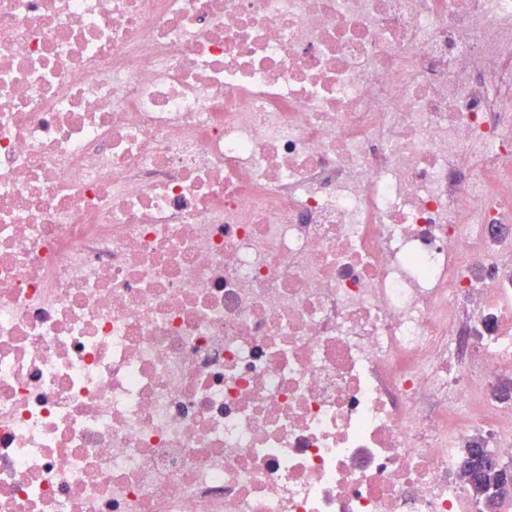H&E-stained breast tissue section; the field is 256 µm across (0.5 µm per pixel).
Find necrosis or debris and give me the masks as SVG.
Returning <instances> with one entry per match:
<instances>
[{"label": "necrosis or debris", "mask_w": 512, "mask_h": 512, "mask_svg": "<svg viewBox=\"0 0 512 512\" xmlns=\"http://www.w3.org/2000/svg\"><path fill=\"white\" fill-rule=\"evenodd\" d=\"M507 384L512 0H0V512H477Z\"/></svg>", "instance_id": "4bbe7bcc"}]
</instances>
